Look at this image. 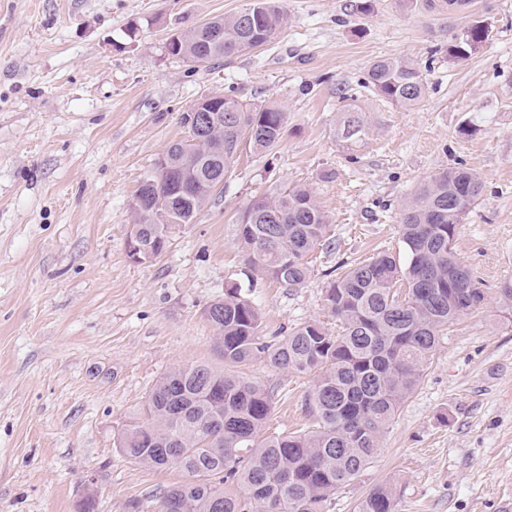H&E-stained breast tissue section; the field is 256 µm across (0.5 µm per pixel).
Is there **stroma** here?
<instances>
[{"instance_id":"obj_1","label":"stroma","mask_w":512,"mask_h":512,"mask_svg":"<svg viewBox=\"0 0 512 512\" xmlns=\"http://www.w3.org/2000/svg\"><path fill=\"white\" fill-rule=\"evenodd\" d=\"M281 0L287 24L259 50L194 65L170 55L173 29L238 12L247 0H0V512H157L180 472L120 455L156 380L176 367L223 370L205 317L226 283H250L262 336L318 320L336 268L403 246L400 213L417 184L462 167L482 193L454 250L487 300L440 337L379 455L327 512H355L389 486L395 512H512V316L496 289L512 280V0L434 14L398 0ZM481 16L489 36L465 59L442 53L449 31ZM406 57L427 80L413 108L362 88L369 66ZM234 94L287 114L280 145L244 147L224 189L157 259L133 262L137 190L180 116ZM368 132L338 133L343 97ZM330 180H323V173ZM310 186L329 244L298 288L247 280L237 219L255 197ZM245 375L273 394L269 427L310 426L314 374L255 361Z\"/></svg>"}]
</instances>
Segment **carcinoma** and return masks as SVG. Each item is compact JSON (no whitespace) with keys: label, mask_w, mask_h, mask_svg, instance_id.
Segmentation results:
<instances>
[{"label":"carcinoma","mask_w":512,"mask_h":512,"mask_svg":"<svg viewBox=\"0 0 512 512\" xmlns=\"http://www.w3.org/2000/svg\"><path fill=\"white\" fill-rule=\"evenodd\" d=\"M435 13L466 11L474 0H422ZM287 23L280 0H249L228 16L214 17L177 33L176 55L209 63L263 48ZM212 27L224 40L209 38ZM488 37L481 21L450 34L446 51ZM364 88L405 107L420 104L427 81L419 65L402 57L374 61ZM224 113L234 123L213 131L186 160L182 142L160 156V191L166 215L142 219L143 233L169 246L180 224H192L238 153L242 142L268 152L282 141L287 116L275 104L251 106L228 94ZM350 138L366 132L359 110L341 109ZM482 192L480 181L450 168L421 182L406 201L399 234L402 263L378 253L331 281L325 306L342 325L336 336L317 320L296 324L273 342L258 336L261 313L243 288L225 286L208 308L224 364L245 368L260 358L295 373H314L305 409L313 428L301 433L267 432L272 394L257 381L207 365L176 367L150 390L143 422L117 439L120 453L157 469H175L185 480L165 489L158 512H326L336 492L372 463L401 404L417 387L438 337L449 323L483 304L484 289L454 250L458 226ZM330 220L312 189L294 187L252 200L238 218V242L246 277L259 274L289 287L304 284L306 257L329 240ZM236 486L237 496L227 490ZM357 512H394L386 485L372 488Z\"/></svg>","instance_id":"1"}]
</instances>
